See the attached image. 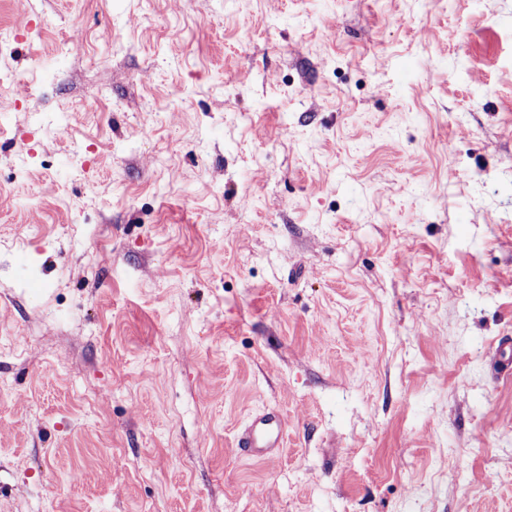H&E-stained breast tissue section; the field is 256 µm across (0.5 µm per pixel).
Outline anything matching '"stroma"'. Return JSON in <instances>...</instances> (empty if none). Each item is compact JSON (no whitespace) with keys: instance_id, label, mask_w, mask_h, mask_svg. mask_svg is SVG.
Masks as SVG:
<instances>
[{"instance_id":"35a3bbf8","label":"stroma","mask_w":512,"mask_h":512,"mask_svg":"<svg viewBox=\"0 0 512 512\" xmlns=\"http://www.w3.org/2000/svg\"><path fill=\"white\" fill-rule=\"evenodd\" d=\"M503 338L512 0H0V512H512ZM284 421L277 411L256 416L240 436L237 448L247 456L264 457L276 448L283 447Z\"/></svg>"}]
</instances>
